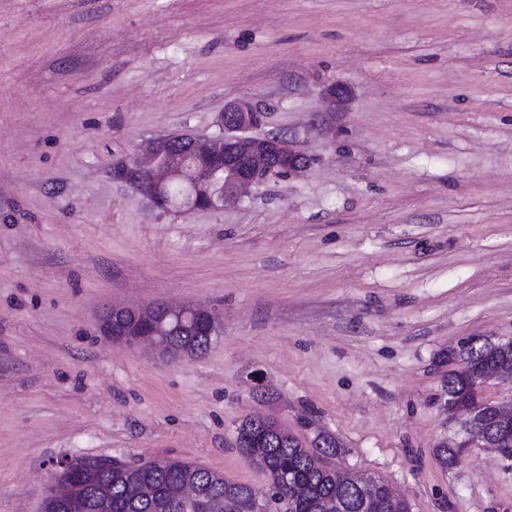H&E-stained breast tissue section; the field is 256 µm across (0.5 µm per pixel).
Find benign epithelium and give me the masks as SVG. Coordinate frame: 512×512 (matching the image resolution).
I'll use <instances>...</instances> for the list:
<instances>
[{
	"instance_id": "benign-epithelium-1",
	"label": "benign epithelium",
	"mask_w": 512,
	"mask_h": 512,
	"mask_svg": "<svg viewBox=\"0 0 512 512\" xmlns=\"http://www.w3.org/2000/svg\"><path fill=\"white\" fill-rule=\"evenodd\" d=\"M350 97L351 89L344 84H331L324 92L330 112L343 109ZM263 118L264 113L251 101H232L219 116L224 136L212 140L192 136L184 149L171 139L153 140L135 159L114 165L112 178L133 186L160 208L171 206L168 188L183 179L192 189L186 207L217 208L273 171L292 173L308 165V159L289 138L256 133ZM218 320L216 311L202 306L162 304L160 315L154 319L148 318L141 308L119 307L107 310L100 331L110 340L127 346L148 343L161 356L190 355L204 347L177 348L171 344V337L157 335V328L180 324L199 336L210 337ZM69 465L70 461L65 460L51 466L52 495L65 512H87L86 500L73 491L68 480L61 478L69 471Z\"/></svg>"
}]
</instances>
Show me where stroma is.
<instances>
[{"instance_id":"stroma-1","label":"stroma","mask_w":512,"mask_h":512,"mask_svg":"<svg viewBox=\"0 0 512 512\" xmlns=\"http://www.w3.org/2000/svg\"><path fill=\"white\" fill-rule=\"evenodd\" d=\"M240 97L306 168L187 212L113 180ZM158 303L215 309L207 351L101 334ZM472 336L512 342V0H0V512L82 456L265 488L235 446L258 415L410 512H512L493 450L434 455ZM351 97V89L344 84H330L324 92V100L329 112L342 110Z\"/></svg>"}]
</instances>
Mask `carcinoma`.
Wrapping results in <instances>:
<instances>
[{"instance_id":"carcinoma-1","label":"carcinoma","mask_w":512,"mask_h":512,"mask_svg":"<svg viewBox=\"0 0 512 512\" xmlns=\"http://www.w3.org/2000/svg\"><path fill=\"white\" fill-rule=\"evenodd\" d=\"M448 356L460 362L462 368L448 374L446 407L450 411L475 410L487 423L488 438L512 459V429L503 432L491 409L477 408L472 391L474 380L490 366L512 364V342H463ZM236 432L244 443L240 452L267 477L268 489L262 493L220 472L180 460H168L152 469L117 464L108 471L99 467L95 456L78 459L75 471L80 491L98 485L108 489V507L96 502L90 512H317L318 503L324 499L339 500L342 512H371L362 492L364 475L348 474L337 482L324 467L325 456L338 452L335 438L319 434L312 449L289 434L272 433L262 438L249 418L237 426ZM187 481L196 485L198 497L184 504L180 491Z\"/></svg>"}]
</instances>
